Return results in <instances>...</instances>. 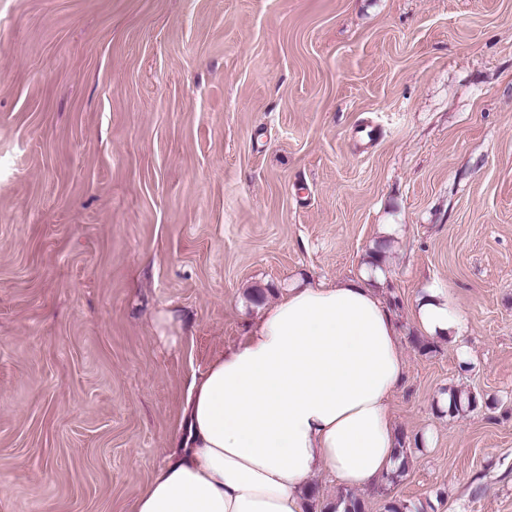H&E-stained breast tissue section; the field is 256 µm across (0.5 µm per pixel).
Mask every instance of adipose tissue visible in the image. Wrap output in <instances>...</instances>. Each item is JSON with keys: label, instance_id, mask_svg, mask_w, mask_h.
I'll list each match as a JSON object with an SVG mask.
<instances>
[{"label": "adipose tissue", "instance_id": "adipose-tissue-1", "mask_svg": "<svg viewBox=\"0 0 512 512\" xmlns=\"http://www.w3.org/2000/svg\"><path fill=\"white\" fill-rule=\"evenodd\" d=\"M419 321L434 336L461 319L432 288ZM404 367L369 272L289 285L193 384L189 437L135 512H305L320 471L370 486L400 464L390 402Z\"/></svg>", "mask_w": 512, "mask_h": 512}]
</instances>
